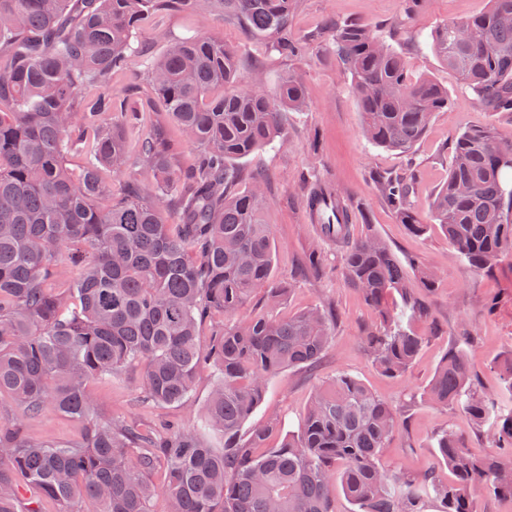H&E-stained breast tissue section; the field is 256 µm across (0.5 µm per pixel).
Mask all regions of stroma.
<instances>
[{"label":"stroma","mask_w":512,"mask_h":512,"mask_svg":"<svg viewBox=\"0 0 512 512\" xmlns=\"http://www.w3.org/2000/svg\"><path fill=\"white\" fill-rule=\"evenodd\" d=\"M488 0H426L413 17H405L403 0H298L291 17L292 30L312 37L308 55L291 63L270 52L265 40L243 25L220 15L199 11L151 15L139 28L134 49L150 48L160 53V34L173 37L191 31L210 33L239 48L249 68L260 69L264 89H272L278 76L295 67L304 80L308 105L287 115L288 134L283 143L254 151L238 163L244 177L261 174L270 198L265 220L275 241V277L289 291L283 312L294 313L312 306L329 308L336 316L334 339L316 364L284 369L273 375L263 403L250 416L249 425L277 419L282 433L298 431L304 409L313 392L347 373L381 398L395 405L401 418L392 439L380 456V464L391 472L403 471L419 477L434 472L439 482L453 477L436 449V436L445 428L461 434L477 456L489 453L492 442L488 427L475 426L464 414L432 404L425 391L449 342L466 352L472 380L479 393L512 401L503 389L496 362L512 357V259L503 260L496 271L484 274L470 269L438 225H429L420 235L402 224L374 185L375 175L411 174V207L428 216L432 200L448 178L454 138L466 130L499 126L512 135V121L502 114L485 111L442 66L433 54L428 35L443 23L482 12ZM331 19L357 20L381 30L387 42L401 50L413 76H429L448 91L446 109L435 113L424 136L410 152L400 153L373 145L363 135L362 119L351 92V78L341 68L328 43L315 35ZM116 104L137 107L127 137L126 169L113 175V189L130 182L148 185L152 177L138 164L142 141L157 125H165L170 139L180 141L174 123L161 112L147 80L143 64L112 75L107 89ZM318 177L345 196L352 207L355 229L371 225L401 262L416 260L439 275L432 290L418 295L428 310L416 330L425 343L410 370L399 378L387 377L367 354L363 336L376 322L373 309L341 275L336 248L322 244L316 227L308 221L304 176ZM318 251L320 273L307 271L309 251ZM498 298L495 313H486L485 300ZM141 368L93 381L90 392L101 416L133 419L145 425L179 421L192 424L202 414L213 377L201 371L196 379L191 405L184 407L146 405L140 401ZM31 437L79 443L80 421L45 407L27 418Z\"/></svg>","instance_id":"stroma-1"}]
</instances>
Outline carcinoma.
<instances>
[{
    "label": "carcinoma",
    "mask_w": 512,
    "mask_h": 512,
    "mask_svg": "<svg viewBox=\"0 0 512 512\" xmlns=\"http://www.w3.org/2000/svg\"><path fill=\"white\" fill-rule=\"evenodd\" d=\"M295 0H0V395L23 415L0 423V512H39L45 498L56 512H151V476L163 471L168 512H334L342 492L353 512H479L485 492L512 497V406L471 386L467 357L453 346L426 394L490 425L496 451L482 457L460 434L444 429L437 448L455 479L438 482L385 470L382 449L397 411L360 380L342 374L317 389L300 430L274 446L277 423L245 428L277 372L315 364L333 338L335 318L323 307L275 313L287 289L274 275L275 246L264 214V182L240 191L236 160L286 137L285 115L307 107L294 69L260 90V74L239 80L242 61L224 39L209 34L165 42L148 77L172 123L198 150L194 169L174 168L177 145L162 128L144 142L139 161L153 188L112 192L104 172L126 165L125 129L131 109H112V72L133 61L132 40L147 14L208 10L234 20L296 61L309 40L290 30ZM512 0H489L472 17L445 23L431 49L488 112H512ZM481 39L465 43L462 29ZM323 39L351 76L366 138L407 153L448 90L430 77L410 79L404 53L375 28L331 23ZM82 153L83 165L68 168ZM512 137L494 127L455 138L448 181L435 195L430 223L440 225L465 264L492 272L512 256ZM375 184L415 233L427 225L408 204L407 183L379 175ZM330 193L309 183L306 207L322 214ZM339 248L343 276L371 304L379 326L365 350L387 375L410 368L425 337L411 324L427 317L415 284L431 288L437 274L406 271L367 229L353 237L350 210L320 225ZM81 268L70 277L60 257ZM401 303L388 308L384 295ZM272 313L214 328L208 344L201 324L214 313L237 314L256 294ZM144 364L141 396L156 405L192 401L196 373L213 372V387L197 423L160 433L133 421L102 419L90 384ZM50 405L85 424L75 445L30 438L26 415Z\"/></svg>",
    "instance_id": "1"
}]
</instances>
